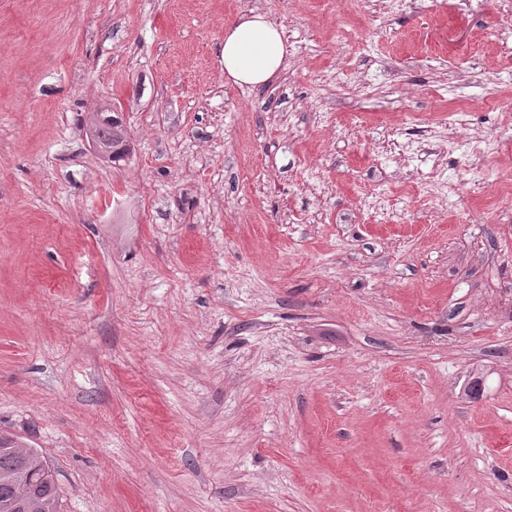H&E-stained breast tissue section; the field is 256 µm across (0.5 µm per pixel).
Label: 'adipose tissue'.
<instances>
[{"label":"adipose tissue","mask_w":512,"mask_h":512,"mask_svg":"<svg viewBox=\"0 0 512 512\" xmlns=\"http://www.w3.org/2000/svg\"><path fill=\"white\" fill-rule=\"evenodd\" d=\"M288 57L281 29L267 14L238 17L224 32V75L238 85L272 81Z\"/></svg>","instance_id":"obj_1"}]
</instances>
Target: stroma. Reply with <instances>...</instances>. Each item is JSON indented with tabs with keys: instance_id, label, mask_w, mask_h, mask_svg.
<instances>
[{
	"instance_id": "obj_1",
	"label": "stroma",
	"mask_w": 512,
	"mask_h": 512,
	"mask_svg": "<svg viewBox=\"0 0 512 512\" xmlns=\"http://www.w3.org/2000/svg\"><path fill=\"white\" fill-rule=\"evenodd\" d=\"M508 182L502 0H0V432L64 512H512ZM288 57L281 29L267 14L238 17L224 31V76L238 85L272 81ZM101 110L96 113V117L87 126V130L93 142L104 152L108 153L112 161H120L129 151L130 136L123 125L121 118L112 116V122L101 120Z\"/></svg>"
}]
</instances>
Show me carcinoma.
I'll return each instance as SVG.
<instances>
[{"label":"carcinoma","instance_id":"cac0c4a2","mask_svg":"<svg viewBox=\"0 0 512 512\" xmlns=\"http://www.w3.org/2000/svg\"><path fill=\"white\" fill-rule=\"evenodd\" d=\"M87 126L93 142L116 162L129 151L130 136L119 116ZM0 512H63L62 492L42 453L14 434L0 433Z\"/></svg>","mask_w":512,"mask_h":512}]
</instances>
